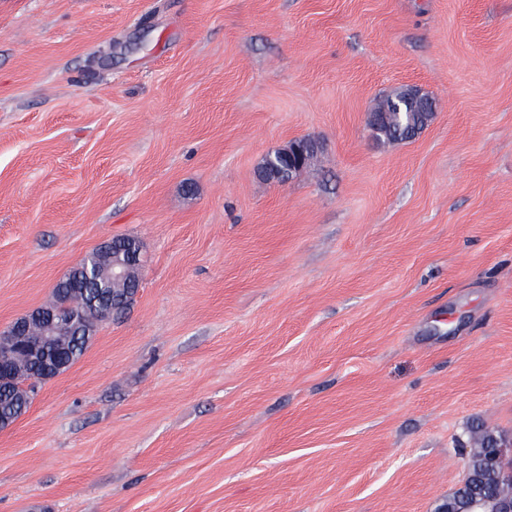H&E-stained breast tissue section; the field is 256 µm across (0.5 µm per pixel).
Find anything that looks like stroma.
I'll return each mask as SVG.
<instances>
[{
    "label": "stroma",
    "instance_id": "stroma-1",
    "mask_svg": "<svg viewBox=\"0 0 512 512\" xmlns=\"http://www.w3.org/2000/svg\"><path fill=\"white\" fill-rule=\"evenodd\" d=\"M116 236L0 512H440L474 426L512 461V0H0V329ZM407 90L402 89L381 100L375 111L381 123L375 129L374 136L378 140L392 142L408 141L414 139L431 122L432 114L419 112L418 107L408 98ZM383 112L386 106H391ZM305 139L306 138H298L293 140L286 149L282 150L278 154L276 158L270 157L267 162L266 175L263 177L268 180H279L283 175V171L279 163L282 158H285L288 161L289 175L304 167L309 162L310 155L313 153L312 147L304 143ZM108 255L110 264L107 269V276L110 282L104 275L100 276L99 257ZM90 262L85 267V272L88 277L95 276L99 278L102 287L112 292L113 302L115 303L116 313H120L127 309L133 301V298L128 299L127 295L130 293V288H114L117 285L129 284L131 281L138 280L139 270L142 266L139 251L120 252L112 251V241L107 242L100 248L94 251L92 258L89 256ZM113 286V288H112Z\"/></svg>",
    "mask_w": 512,
    "mask_h": 512
}]
</instances>
